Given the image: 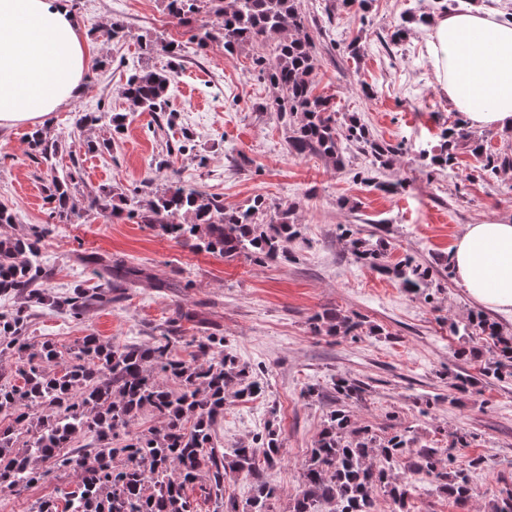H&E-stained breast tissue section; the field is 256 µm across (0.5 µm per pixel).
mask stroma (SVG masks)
<instances>
[{
  "label": "stroma",
  "instance_id": "obj_1",
  "mask_svg": "<svg viewBox=\"0 0 512 512\" xmlns=\"http://www.w3.org/2000/svg\"><path fill=\"white\" fill-rule=\"evenodd\" d=\"M70 4L93 65L85 75V94L49 116L47 136L62 145L58 172L79 167L74 194L105 186L145 202L175 176L229 209L247 208L262 196L267 217L289 211L302 237L287 259L256 264L170 240L135 219L90 211L72 222L59 220L44 200L47 168L29 155L28 127L0 128V204L18 215L13 233L33 224L45 227L40 246L54 289L98 287L87 262L91 256L148 275L117 288L112 304L90 305L78 317L47 305L32 310L26 334L34 343L57 348L53 371H64L84 336L143 343L182 311L185 341L175 351L178 358L193 354L189 339L213 333L240 362L262 372L263 393L231 399L217 434L232 448L265 428L277 430L282 461L267 472L279 493L277 512L298 494L301 468L336 407L332 396L307 399L302 391L312 383L331 387L339 378L359 380L366 388L363 401L352 408L358 425L381 437L411 428L416 446L441 449L446 469L469 471L476 491L469 503L454 502L421 475L407 512H481L486 497L512 488V381L479 380L462 395L451 387L454 373L463 369L476 376L495 356L489 338L450 330L476 302L444 271L434 273L423 293H407L395 280L356 262L339 231L343 224L365 230L384 225L389 263L412 256L433 265L449 255L466 225L512 222V169L487 181H468L465 173L476 166L468 150H459L455 174L433 168L427 159L457 113L435 83L426 30L409 25L396 46L389 37L405 13L429 10L431 0H373L366 13L340 7L337 0H303L317 59L314 92L334 103L339 119L357 116L376 138L400 147L396 164L377 175L403 183L394 194L356 180V173L371 168L368 154L347 153L341 171L317 155L289 154L290 128L269 109L280 91L253 70L255 57L271 54L273 42L249 44L231 55L220 40L197 49L191 36L212 23V14L203 11L181 23L169 15L167 0ZM115 20L128 35L106 40L102 31ZM161 41L183 47L173 62L178 75L169 100L175 119L168 126L151 113H129L124 96L131 70L170 63L163 53L142 51ZM352 43L358 54H349ZM88 112L99 114L96 124L82 122ZM118 113L125 121L116 133L110 118ZM186 138L192 151L175 153ZM106 139L110 148H85L86 141ZM336 312L359 314L363 328L356 337L314 333V316ZM471 347L479 358L463 359L462 350ZM457 434L466 435V446H453ZM478 457L487 458V465L472 468ZM43 467L45 480L23 496L0 493V512H29L41 498L53 499L57 512H70L67 494L80 483V472L50 460Z\"/></svg>",
  "mask_w": 512,
  "mask_h": 512
}]
</instances>
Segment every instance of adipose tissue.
<instances>
[{
  "mask_svg": "<svg viewBox=\"0 0 512 512\" xmlns=\"http://www.w3.org/2000/svg\"><path fill=\"white\" fill-rule=\"evenodd\" d=\"M435 80L469 126L512 132V21L486 11L428 19ZM89 48L70 0H0V128L44 123L85 90ZM481 306L512 316V222L467 225L450 253Z\"/></svg>",
  "mask_w": 512,
  "mask_h": 512,
  "instance_id": "1",
  "label": "adipose tissue"
}]
</instances>
